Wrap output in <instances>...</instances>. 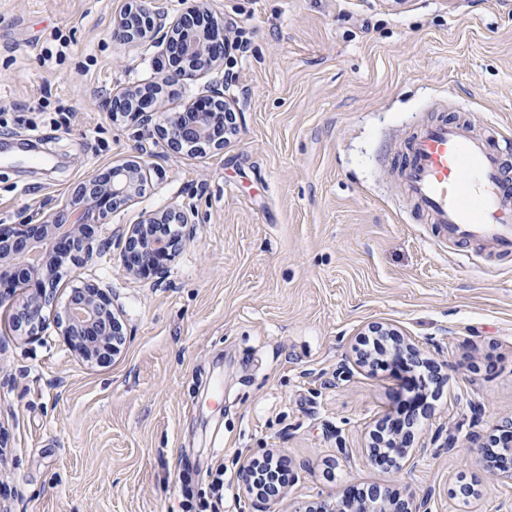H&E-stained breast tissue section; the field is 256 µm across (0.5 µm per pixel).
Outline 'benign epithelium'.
I'll return each instance as SVG.
<instances>
[{
	"instance_id": "obj_1",
	"label": "benign epithelium",
	"mask_w": 512,
	"mask_h": 512,
	"mask_svg": "<svg viewBox=\"0 0 512 512\" xmlns=\"http://www.w3.org/2000/svg\"><path fill=\"white\" fill-rule=\"evenodd\" d=\"M146 2L134 10L125 11L115 23L112 37L119 42L139 36L138 25L133 18L147 15ZM210 13L208 0H193L185 13L174 21H167L163 14L154 15V34L165 46L167 61L162 82L150 81L142 86L127 88L112 96L108 107L112 114L131 117L142 124L159 120L157 130L169 149L174 153L196 150L220 149L225 136L217 135L224 126V115L230 111V103L224 93V83L210 84L203 95L187 105L182 112H164L162 85L203 76L224 64V26L215 25V34L195 30L187 25L191 15ZM142 165L134 160L112 166L108 171L93 175L79 183L70 199L58 208L43 215L33 224L0 225V284L13 280L14 275L33 279L37 288L26 297L8 299L0 293V305L8 304L11 321L17 329L34 336L45 321L46 311L55 313L57 325L71 349L89 362L101 363L121 353L126 337L122 324L110 302L99 289L83 287L75 289L62 307H57L54 264L62 256L73 268H80L92 260L99 247L94 245L95 221L114 208L132 201L143 185ZM191 223L189 214L171 207L160 214L147 218L129 229L121 259L125 269L138 276L147 271L157 273L165 262L175 256L186 241L184 233L177 236L160 235L155 229L163 224H176L183 228ZM390 346L392 356L413 365L422 363L419 352L399 333L384 325L371 328ZM414 438L413 430L396 438L393 457L394 467L403 468L425 448H409ZM379 498V512H428V502L414 503L374 488ZM303 512H372V507L356 499L325 503Z\"/></svg>"
}]
</instances>
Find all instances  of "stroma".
<instances>
[{"label":"stroma","instance_id":"obj_1","mask_svg":"<svg viewBox=\"0 0 512 512\" xmlns=\"http://www.w3.org/2000/svg\"><path fill=\"white\" fill-rule=\"evenodd\" d=\"M131 2L0 0V148L34 133L45 150L0 163V224L38 222L86 177L146 162L140 194L95 228L108 249L57 283L62 301L102 290L119 357L84 361L53 313L31 338L0 306V512H182L186 488L207 512H302L373 486L430 512H512L487 457L512 419V255L437 238L399 168L445 98L449 119L512 133V0H210L248 50L172 85L165 107L227 81L236 132L179 155L107 106L160 75L151 38H112ZM58 35L71 50L43 65ZM171 205L193 211V239L164 274L130 275L120 236ZM378 324L446 377L414 439L426 451L400 471L369 448L399 419L406 374L349 364ZM269 454L288 483L263 503L243 473ZM220 466L232 488L216 507Z\"/></svg>","mask_w":512,"mask_h":512}]
</instances>
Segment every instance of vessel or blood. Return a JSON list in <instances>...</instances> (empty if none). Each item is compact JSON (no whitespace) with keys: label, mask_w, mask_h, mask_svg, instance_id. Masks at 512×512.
<instances>
[{"label":"vessel or blood","mask_w":512,"mask_h":512,"mask_svg":"<svg viewBox=\"0 0 512 512\" xmlns=\"http://www.w3.org/2000/svg\"><path fill=\"white\" fill-rule=\"evenodd\" d=\"M512 140L496 126L476 134L460 122L420 125L401 160L407 194L449 243L488 244L512 254Z\"/></svg>","instance_id":"b4317fda"}]
</instances>
